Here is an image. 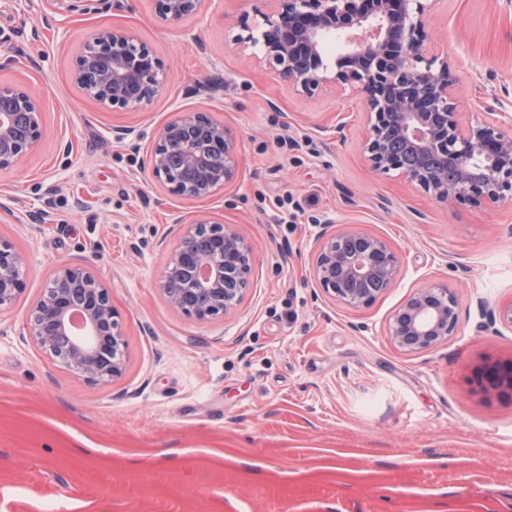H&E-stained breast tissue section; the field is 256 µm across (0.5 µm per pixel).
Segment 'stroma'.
I'll return each mask as SVG.
<instances>
[{"label":"stroma","mask_w":512,"mask_h":512,"mask_svg":"<svg viewBox=\"0 0 512 512\" xmlns=\"http://www.w3.org/2000/svg\"><path fill=\"white\" fill-rule=\"evenodd\" d=\"M256 0H204L161 22L153 0L91 15L64 0H0V83L44 97L43 136L0 170V236L25 257L26 290L0 310V512H512V399L473 390L512 359V202L441 203L372 172L352 91L296 94L233 39ZM121 26L167 74L138 109L113 110L70 79L88 32ZM426 28L459 82V117L512 114V0H430ZM235 138L240 167L212 198L173 197L143 162L176 110ZM136 137L117 140L116 129ZM47 214L43 224L31 211ZM233 225L253 259L234 312L174 313L157 288L172 214ZM385 238L400 276L353 309L317 288L323 221ZM110 289L124 377L94 386L31 342L27 314L63 265ZM445 284L456 333L399 350L386 327L419 288Z\"/></svg>","instance_id":"obj_1"}]
</instances>
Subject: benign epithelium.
<instances>
[{
  "mask_svg": "<svg viewBox=\"0 0 512 512\" xmlns=\"http://www.w3.org/2000/svg\"><path fill=\"white\" fill-rule=\"evenodd\" d=\"M157 17L178 24L202 0H154ZM258 32L242 19L236 44L261 46L280 82L313 97L350 87L368 114L366 152L373 171L396 172L437 200L481 207L512 200V116L463 124L448 58L428 52L425 0H268ZM343 40L335 68L326 40ZM95 75L88 84L86 74ZM71 80L104 107L139 108L164 88L160 58L126 28L93 29L74 60ZM43 102L0 83V169L20 163L43 134ZM154 180L169 194L206 200L231 183L240 157L224 124L180 110L159 127L146 155ZM176 244L157 282L168 307L206 322L238 308L253 281L251 251L236 229L208 219H173ZM24 257L0 237V309L24 293ZM313 277L351 308L373 304L394 286L400 263L382 237L324 224L313 251ZM457 297L446 285L415 291L393 314L388 336L417 353L448 340L458 327ZM29 336L54 362L88 383L112 384L126 372V342L112 295L90 267L58 269L29 313ZM474 388L512 397V360L479 368Z\"/></svg>",
  "mask_w": 512,
  "mask_h": 512,
  "instance_id": "7a95c632",
  "label": "benign epithelium"
}]
</instances>
